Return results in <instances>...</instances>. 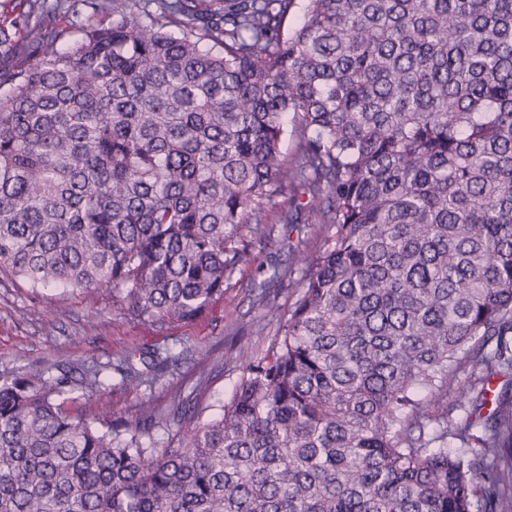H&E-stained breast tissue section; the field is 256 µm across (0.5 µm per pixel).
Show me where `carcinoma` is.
Segmentation results:
<instances>
[{
	"label": "carcinoma",
	"mask_w": 512,
	"mask_h": 512,
	"mask_svg": "<svg viewBox=\"0 0 512 512\" xmlns=\"http://www.w3.org/2000/svg\"><path fill=\"white\" fill-rule=\"evenodd\" d=\"M60 4L0 3L1 275L190 326L276 197L332 233L253 282L277 338L218 413L99 428L65 374L0 377V512H512V0H94L69 40Z\"/></svg>",
	"instance_id": "cac0c4a2"
}]
</instances>
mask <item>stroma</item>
Segmentation results:
<instances>
[{"label": "stroma", "instance_id": "35a3bbf8", "mask_svg": "<svg viewBox=\"0 0 512 512\" xmlns=\"http://www.w3.org/2000/svg\"><path fill=\"white\" fill-rule=\"evenodd\" d=\"M286 198H276L262 222L272 230L259 262L241 264L224 286V298L212 312L192 327H147L131 320L113 299L111 289L45 291L0 275V376L47 367H60L71 376L67 398L75 412L97 419L108 408L112 419L134 421L143 404L166 410L172 391L219 405L226 400L241 375L239 364L228 361L229 351L264 352L276 336L277 326L253 304L252 280L259 263L274 262L287 246L281 213ZM179 352L188 355L170 366L152 385L133 388L114 371L117 358L130 349ZM101 366L105 387L85 396L81 377L86 368Z\"/></svg>", "mask_w": 512, "mask_h": 512}]
</instances>
